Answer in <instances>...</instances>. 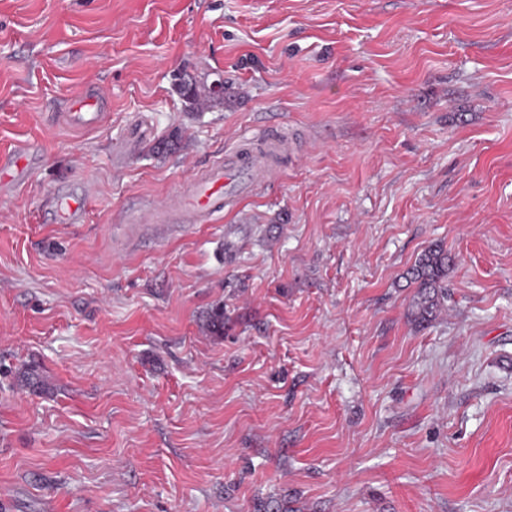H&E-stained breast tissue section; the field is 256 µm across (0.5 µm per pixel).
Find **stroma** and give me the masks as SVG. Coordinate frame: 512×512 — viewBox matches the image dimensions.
Returning <instances> with one entry per match:
<instances>
[{
	"instance_id": "1",
	"label": "stroma",
	"mask_w": 512,
	"mask_h": 512,
	"mask_svg": "<svg viewBox=\"0 0 512 512\" xmlns=\"http://www.w3.org/2000/svg\"><path fill=\"white\" fill-rule=\"evenodd\" d=\"M90 93L102 126L68 125ZM264 125L296 145L270 191L132 222ZM26 141L0 512H512V0H0V150ZM176 88L183 98L185 107L191 111L202 110L224 101V94L216 95L210 88V84L205 81L196 79L187 81L180 78ZM82 218V210L66 194L58 193L55 199V219L64 224H74ZM454 259L439 246L427 249L408 269L406 278L415 285L412 315L419 324L429 323L448 300V289L443 282L448 266Z\"/></svg>"
}]
</instances>
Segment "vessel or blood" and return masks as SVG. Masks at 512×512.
<instances>
[{
  "instance_id": "b4317fda",
  "label": "vessel or blood",
  "mask_w": 512,
  "mask_h": 512,
  "mask_svg": "<svg viewBox=\"0 0 512 512\" xmlns=\"http://www.w3.org/2000/svg\"><path fill=\"white\" fill-rule=\"evenodd\" d=\"M65 120L79 128L98 127L104 118L98 102L89 98L73 104L64 115ZM275 128L254 133L252 137L236 142L223 162L206 169L191 184L189 193L192 207L174 202L172 211L179 222L206 224L223 213L225 207L252 196L257 190L272 186L281 175L279 167L270 163L277 151ZM31 144L16 146L12 151L0 154V175L12 181L25 178V157ZM55 217L67 224L78 222L82 217L79 206L66 194H57Z\"/></svg>"
}]
</instances>
